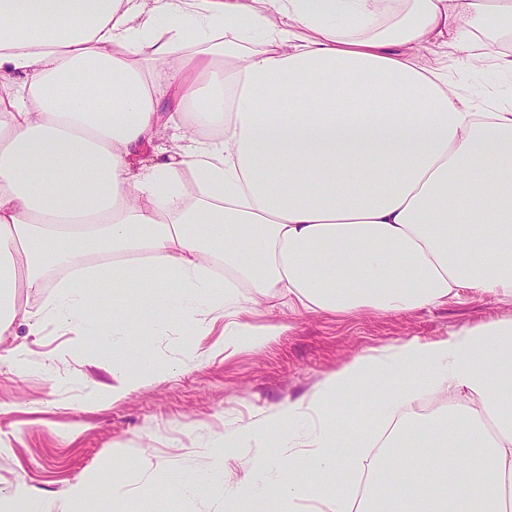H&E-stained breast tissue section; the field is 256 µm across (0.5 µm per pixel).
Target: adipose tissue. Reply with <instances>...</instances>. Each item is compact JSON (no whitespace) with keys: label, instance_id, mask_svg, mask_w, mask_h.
Returning a JSON list of instances; mask_svg holds the SVG:
<instances>
[{"label":"adipose tissue","instance_id":"obj_1","mask_svg":"<svg viewBox=\"0 0 512 512\" xmlns=\"http://www.w3.org/2000/svg\"><path fill=\"white\" fill-rule=\"evenodd\" d=\"M432 45L511 76L512 0H0V337L51 321L123 356L138 330L103 321L106 282L208 358L286 334L265 319L279 307L512 302V93L420 65ZM174 122L181 144L139 163ZM355 392L378 413L354 438ZM430 393L444 402L418 411ZM220 445L253 449L245 477L168 494L224 512H512V319L358 353Z\"/></svg>","mask_w":512,"mask_h":512}]
</instances>
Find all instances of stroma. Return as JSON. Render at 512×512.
Wrapping results in <instances>:
<instances>
[{"label": "stroma", "mask_w": 512, "mask_h": 512, "mask_svg": "<svg viewBox=\"0 0 512 512\" xmlns=\"http://www.w3.org/2000/svg\"><path fill=\"white\" fill-rule=\"evenodd\" d=\"M491 317H512V305L465 295L402 315L277 310L270 319L289 322L288 335L208 360L197 357L194 336L170 323L138 337L126 355L140 363L149 347L162 372L125 399L90 406L81 403L89 387L113 383L111 362L94 357L101 338L79 339L52 322L38 336L15 326L32 356L21 376L0 365V493L21 478L42 512H215L209 499L185 500L165 489L170 480L213 473L225 428L298 397L358 352L398 339H437ZM119 481L126 494L116 498L111 485ZM78 482L92 486L81 509L68 497Z\"/></svg>", "instance_id": "stroma-1"}]
</instances>
